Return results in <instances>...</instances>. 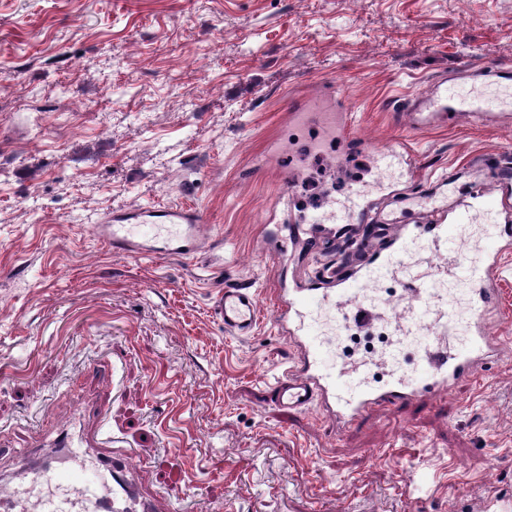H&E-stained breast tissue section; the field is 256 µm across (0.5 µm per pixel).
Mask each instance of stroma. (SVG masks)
Returning a JSON list of instances; mask_svg holds the SVG:
<instances>
[{
    "label": "stroma",
    "mask_w": 512,
    "mask_h": 512,
    "mask_svg": "<svg viewBox=\"0 0 512 512\" xmlns=\"http://www.w3.org/2000/svg\"><path fill=\"white\" fill-rule=\"evenodd\" d=\"M463 65L512 66V0H0V485L65 414L138 449L157 512H512V352L339 434L268 401L293 355L273 283L323 258L288 239L291 219L377 177L302 142L258 165L290 98L345 92L368 150L403 142L419 188L459 169L467 185L512 164V126L408 132L390 111ZM172 204L206 211L211 249L133 259L95 235L111 212ZM235 284L259 298L248 337L213 311ZM431 340L421 326L348 346L412 373ZM90 402L105 420L83 418Z\"/></svg>",
    "instance_id": "35a3bbf8"
}]
</instances>
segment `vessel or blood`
Instances as JSON below:
<instances>
[{"instance_id":"b4317fda","label":"vessel or blood","mask_w":512,"mask_h":512,"mask_svg":"<svg viewBox=\"0 0 512 512\" xmlns=\"http://www.w3.org/2000/svg\"><path fill=\"white\" fill-rule=\"evenodd\" d=\"M288 109L295 126L315 137L329 136L352 150L363 149V142L352 135L351 120L343 111L308 98L289 103ZM398 110L409 131L445 125L463 115L485 125L512 115V96L494 93L452 97L447 89L437 86L405 98ZM371 164L382 174L402 171L410 175L417 169L418 160L395 143L372 154ZM490 186L495 191L490 204L512 203V168L500 169ZM385 189L381 180L369 189L357 186L348 191L344 204L303 212L299 221L307 225L314 241L327 225L341 229L356 219L371 225L373 232L359 238L351 260L323 265L303 286L282 285L276 290V323L287 334L295 355L271 387L270 400L291 411L318 409L340 432L366 421L379 408L442 398L460 382L477 378L512 346L511 339L494 335L490 328L499 311V291L492 279L502 250L497 242L485 244L481 259L466 262L461 269L472 313L468 346L451 353L439 345V337L448 333L453 310L435 304L436 285L448 273L444 258L458 252V232L471 221V207L462 199L449 204L447 191L423 193L409 185L396 201L375 209L371 197L383 194ZM207 222L206 213L197 207L158 205L109 214L97 222L95 234L113 252L128 257L189 258L209 250L211 242L203 234ZM420 240L442 260L441 265L409 283L405 294L413 321L428 324L436 337L423 356L422 371L411 377L392 376L381 385L363 379L355 391H345L349 371L324 364L330 342L313 329L308 317L318 310L334 309L341 315L344 330L370 329L376 313L367 301V287L410 263ZM214 311L225 333L232 336L251 335L258 323L257 296L245 286L225 287L214 303ZM135 460L130 450L119 455L97 452L95 465L107 471L109 477L93 484L85 478L84 460L72 457L57 462L46 458L31 472L29 481L34 485L50 480L79 486L83 512H153L152 501L131 480L137 468Z\"/></svg>"}]
</instances>
